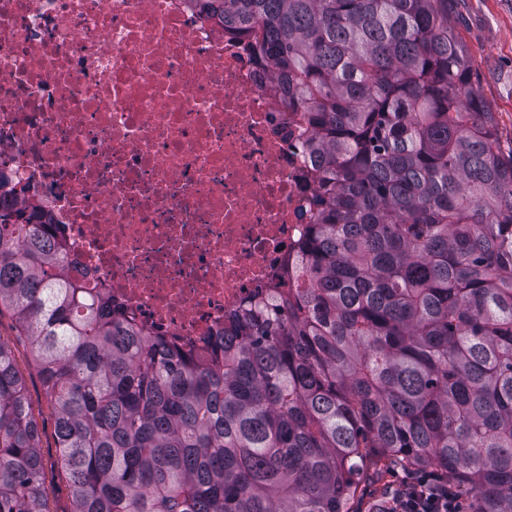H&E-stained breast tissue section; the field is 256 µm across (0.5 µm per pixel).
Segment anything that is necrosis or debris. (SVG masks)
Listing matches in <instances>:
<instances>
[{"mask_svg": "<svg viewBox=\"0 0 512 512\" xmlns=\"http://www.w3.org/2000/svg\"><path fill=\"white\" fill-rule=\"evenodd\" d=\"M311 129L188 0H0V171L67 271L187 349L294 287Z\"/></svg>", "mask_w": 512, "mask_h": 512, "instance_id": "4bbe7bcc", "label": "necrosis or debris"}]
</instances>
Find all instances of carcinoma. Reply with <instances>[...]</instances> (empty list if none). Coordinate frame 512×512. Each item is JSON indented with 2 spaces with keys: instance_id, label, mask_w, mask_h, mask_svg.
<instances>
[{
  "instance_id": "carcinoma-1",
  "label": "carcinoma",
  "mask_w": 512,
  "mask_h": 512,
  "mask_svg": "<svg viewBox=\"0 0 512 512\" xmlns=\"http://www.w3.org/2000/svg\"><path fill=\"white\" fill-rule=\"evenodd\" d=\"M190 3L312 127L304 276L185 350L67 277L0 174V512H55L58 480L71 512H355L369 462L512 512V155L448 0ZM41 427L43 428L42 442H41V453L45 468L50 471L51 465L55 459V448H54V426L53 421L49 414L45 412L42 419L39 420Z\"/></svg>"
}]
</instances>
